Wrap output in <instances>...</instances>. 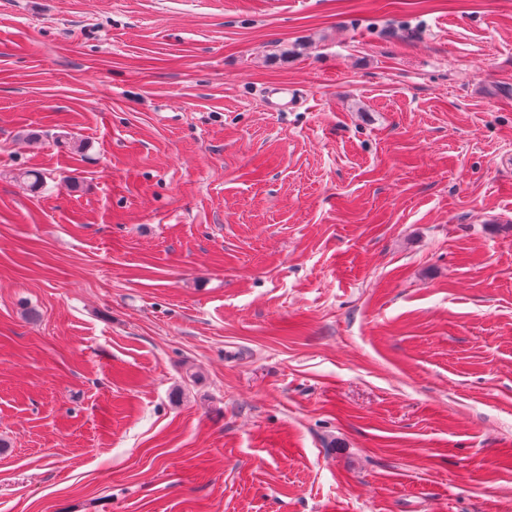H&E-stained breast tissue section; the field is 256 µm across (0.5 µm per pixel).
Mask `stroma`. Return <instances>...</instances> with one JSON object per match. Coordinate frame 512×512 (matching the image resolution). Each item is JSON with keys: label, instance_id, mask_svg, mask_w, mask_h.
Here are the masks:
<instances>
[{"label": "stroma", "instance_id": "stroma-1", "mask_svg": "<svg viewBox=\"0 0 512 512\" xmlns=\"http://www.w3.org/2000/svg\"><path fill=\"white\" fill-rule=\"evenodd\" d=\"M1 438L0 512H512V0H0Z\"/></svg>", "mask_w": 512, "mask_h": 512}]
</instances>
